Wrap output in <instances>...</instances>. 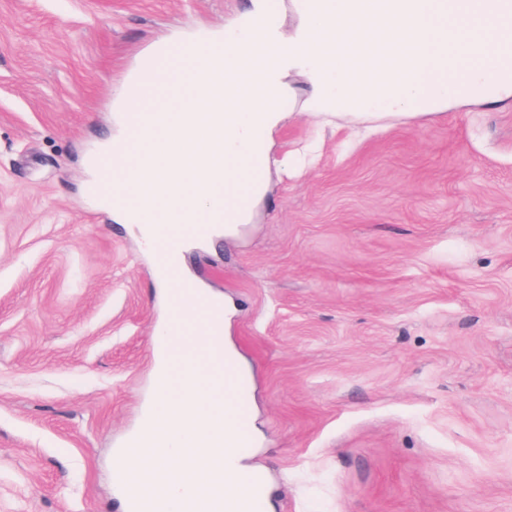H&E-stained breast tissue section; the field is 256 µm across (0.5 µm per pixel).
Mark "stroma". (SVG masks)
<instances>
[{
	"label": "stroma",
	"instance_id": "obj_1",
	"mask_svg": "<svg viewBox=\"0 0 512 512\" xmlns=\"http://www.w3.org/2000/svg\"><path fill=\"white\" fill-rule=\"evenodd\" d=\"M252 0H0V512H125L159 254L89 194L140 56ZM291 104L245 223L175 277L224 302L269 512H512V108Z\"/></svg>",
	"mask_w": 512,
	"mask_h": 512
}]
</instances>
